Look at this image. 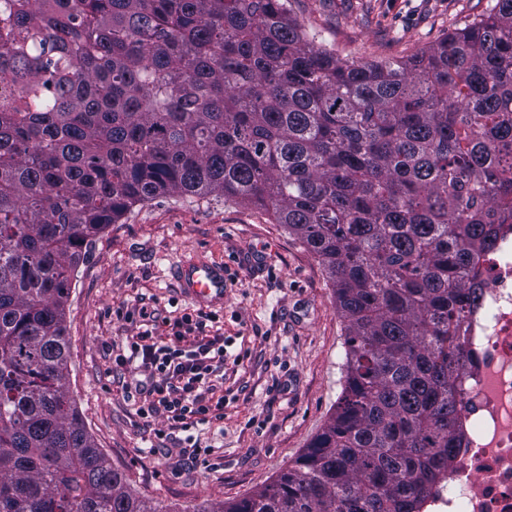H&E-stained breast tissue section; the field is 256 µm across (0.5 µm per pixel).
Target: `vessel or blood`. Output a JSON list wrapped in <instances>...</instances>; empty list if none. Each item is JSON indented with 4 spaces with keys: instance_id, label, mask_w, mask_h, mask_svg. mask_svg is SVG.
I'll return each instance as SVG.
<instances>
[{
    "instance_id": "obj_1",
    "label": "vessel or blood",
    "mask_w": 512,
    "mask_h": 512,
    "mask_svg": "<svg viewBox=\"0 0 512 512\" xmlns=\"http://www.w3.org/2000/svg\"><path fill=\"white\" fill-rule=\"evenodd\" d=\"M177 285L181 296L201 309L224 305L226 277L223 263L208 260L185 263L177 272Z\"/></svg>"
}]
</instances>
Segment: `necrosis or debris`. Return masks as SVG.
<instances>
[{
	"label": "necrosis or debris",
	"instance_id": "necrosis-or-debris-1",
	"mask_svg": "<svg viewBox=\"0 0 512 512\" xmlns=\"http://www.w3.org/2000/svg\"><path fill=\"white\" fill-rule=\"evenodd\" d=\"M481 261L479 303L467 318L463 444L421 512H512V214Z\"/></svg>",
	"mask_w": 512,
	"mask_h": 512
}]
</instances>
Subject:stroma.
I'll return each instance as SVG.
<instances>
[{
  "label": "stroma",
  "mask_w": 512,
  "mask_h": 512,
  "mask_svg": "<svg viewBox=\"0 0 512 512\" xmlns=\"http://www.w3.org/2000/svg\"><path fill=\"white\" fill-rule=\"evenodd\" d=\"M496 0H289L292 19L336 57L408 58L479 18ZM224 263L228 298L207 335L227 339L224 418L204 428L221 466L166 462L163 418L141 419V374L112 349L138 330L118 308H144L157 333L195 313L171 275L183 259ZM70 391L89 432L130 488L163 512L237 501L273 482L322 432L345 384V332L317 257L263 210L220 197L161 195L131 208L77 267L66 307Z\"/></svg>",
  "instance_id": "35a3bbf8"
}]
</instances>
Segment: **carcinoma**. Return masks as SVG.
<instances>
[{
	"label": "carcinoma",
	"mask_w": 512,
	"mask_h": 512,
	"mask_svg": "<svg viewBox=\"0 0 512 512\" xmlns=\"http://www.w3.org/2000/svg\"><path fill=\"white\" fill-rule=\"evenodd\" d=\"M288 0H12L0 14V512H162L71 396L66 306L100 234L221 194L313 252L345 323L323 432L193 512H420L461 447L479 253L512 210V0L407 60L349 64Z\"/></svg>",
	"instance_id": "cac0c4a2"
}]
</instances>
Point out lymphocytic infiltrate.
<instances>
[{"label": "lymphocytic infiltrate", "mask_w": 512, "mask_h": 512, "mask_svg": "<svg viewBox=\"0 0 512 512\" xmlns=\"http://www.w3.org/2000/svg\"><path fill=\"white\" fill-rule=\"evenodd\" d=\"M145 329L128 339L126 351L116 353L117 367L139 366L146 378L139 384L144 397L142 417L165 418L170 432H184L180 456H209L213 448L195 436L194 428L223 419L224 339L212 337L199 344L181 329L170 336L154 335L147 312H140Z\"/></svg>", "instance_id": "obj_1"}]
</instances>
